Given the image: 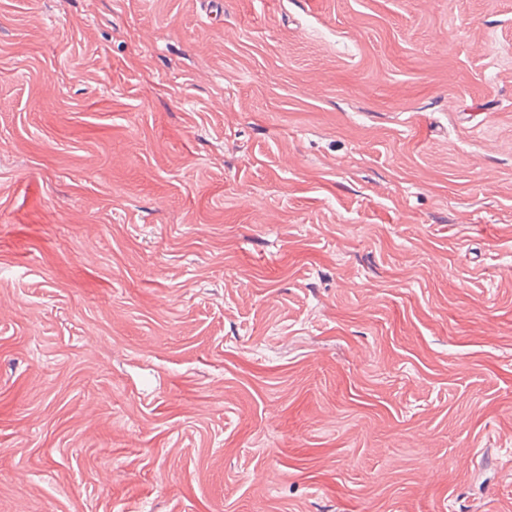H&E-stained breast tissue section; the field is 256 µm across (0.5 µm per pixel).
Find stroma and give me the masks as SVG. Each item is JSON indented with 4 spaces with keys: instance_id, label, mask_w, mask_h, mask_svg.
Returning <instances> with one entry per match:
<instances>
[{
    "instance_id": "stroma-1",
    "label": "stroma",
    "mask_w": 512,
    "mask_h": 512,
    "mask_svg": "<svg viewBox=\"0 0 512 512\" xmlns=\"http://www.w3.org/2000/svg\"><path fill=\"white\" fill-rule=\"evenodd\" d=\"M512 0H0V512H512Z\"/></svg>"
}]
</instances>
